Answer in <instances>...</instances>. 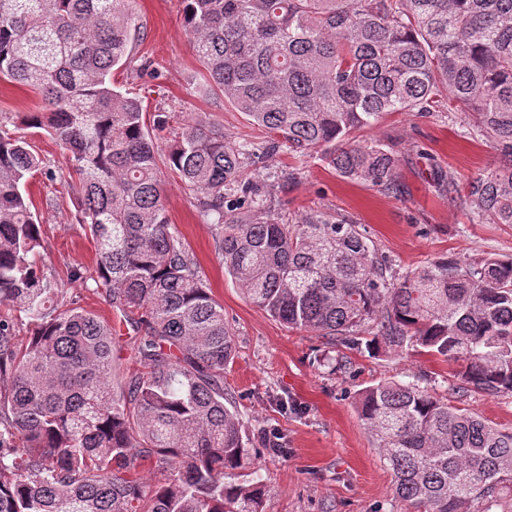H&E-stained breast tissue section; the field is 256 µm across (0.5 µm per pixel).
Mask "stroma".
<instances>
[{
    "label": "stroma",
    "instance_id": "1",
    "mask_svg": "<svg viewBox=\"0 0 512 512\" xmlns=\"http://www.w3.org/2000/svg\"><path fill=\"white\" fill-rule=\"evenodd\" d=\"M144 37L135 58L150 62L151 74L133 79L115 71L117 86L141 97L149 110L170 113L169 130L187 120L220 129L225 138L262 147L269 133L255 125L223 97L204 92L201 66L192 49L180 0H135ZM33 152L45 166L29 188L31 209L39 217L44 261L69 294L120 338L117 373L136 376L132 340L104 295L86 292L69 280L73 266L93 267L96 247L77 221L82 187L68 174L65 151L49 135L25 131ZM358 139L377 142L399 159L398 184L385 192L343 179L314 155L295 158L279 149L270 161L274 186L271 212L295 223L313 211L340 214L356 224L393 275L402 277L439 257L478 260L512 257V224L474 219L462 196L469 181L494 170L500 154L481 135L472 117L456 112H389ZM453 176L455 191L440 179ZM168 216L195 255L213 298L224 307L236 350L224 369V391L238 413L252 448L257 471L242 470L239 482L260 478L270 488L265 512H404L392 495V474L371 433L359 417V390L381 382L416 383L440 398H453L448 366L415 352L393 354L367 349L345 350L306 331L289 330L248 301L220 261L197 201L170 171L161 174ZM346 355L344 369L324 366L325 357ZM490 425L512 430V395L475 392L459 400ZM278 435L283 453L265 447L266 433Z\"/></svg>",
    "mask_w": 512,
    "mask_h": 512
}]
</instances>
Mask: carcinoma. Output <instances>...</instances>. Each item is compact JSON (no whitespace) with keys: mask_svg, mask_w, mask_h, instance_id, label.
I'll return each instance as SVG.
<instances>
[{"mask_svg":"<svg viewBox=\"0 0 512 512\" xmlns=\"http://www.w3.org/2000/svg\"><path fill=\"white\" fill-rule=\"evenodd\" d=\"M202 88L274 135L262 152L197 122L160 150L169 116L112 84L140 26L131 0H0V79L42 97L0 113V512H263L269 488L224 481L255 465L224 404L233 334L161 192L175 171L250 302L330 343L430 355L465 396L512 394V257L440 258L391 279L357 226L272 218L273 184L245 180L280 147L320 154L346 179L397 183L390 149L355 139L385 112H471L498 147L469 184L480 219L512 224V0H182ZM40 129L82 183L79 223L103 292L144 370L112 381V326L51 268L28 179L42 160L15 129ZM25 327L30 336L19 344ZM360 416L414 512H512V431L415 383L358 394ZM158 472L152 481L148 475Z\"/></svg>","mask_w":512,"mask_h":512,"instance_id":"obj_1","label":"carcinoma"}]
</instances>
